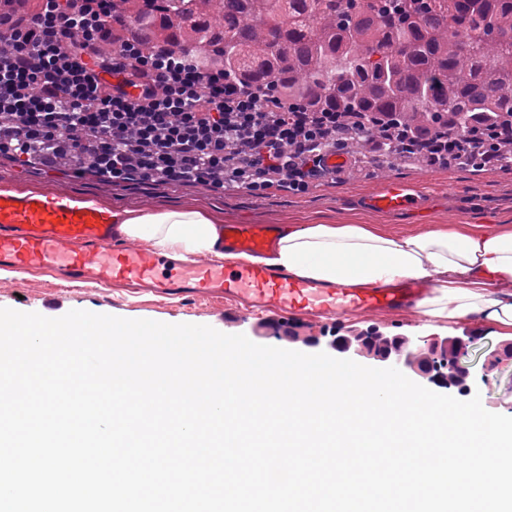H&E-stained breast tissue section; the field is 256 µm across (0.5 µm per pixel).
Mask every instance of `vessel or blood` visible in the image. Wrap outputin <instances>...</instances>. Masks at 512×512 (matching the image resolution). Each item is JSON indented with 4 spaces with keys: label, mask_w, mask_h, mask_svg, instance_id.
Wrapping results in <instances>:
<instances>
[{
    "label": "vessel or blood",
    "mask_w": 512,
    "mask_h": 512,
    "mask_svg": "<svg viewBox=\"0 0 512 512\" xmlns=\"http://www.w3.org/2000/svg\"><path fill=\"white\" fill-rule=\"evenodd\" d=\"M373 212L419 207L411 182L385 180L360 197ZM275 224H227L222 250L261 256L278 239ZM0 269L38 271L96 288H131L161 297H221L247 315L322 323L348 314L411 311L429 293L428 283L396 286L325 285L255 263L219 259L172 260L142 241L120 236L111 208L96 200L38 192H0Z\"/></svg>",
    "instance_id": "obj_1"
}]
</instances>
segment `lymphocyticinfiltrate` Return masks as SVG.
Listing matches in <instances>:
<instances>
[{"label":"lymphocytic infiltrate","instance_id":"f902f5d3","mask_svg":"<svg viewBox=\"0 0 512 512\" xmlns=\"http://www.w3.org/2000/svg\"><path fill=\"white\" fill-rule=\"evenodd\" d=\"M36 2L34 12L0 21V116L10 119L0 124V153L89 152L115 185L193 181L262 198L274 188L303 194L321 185L327 154L349 150L345 113L280 107L223 72L143 54L132 40L102 55L100 45L112 39V0ZM372 122L397 150L432 161L461 157L479 142L484 151L470 164H496L499 143L512 141L506 123L455 128L441 115L419 132L395 114Z\"/></svg>","mask_w":512,"mask_h":512}]
</instances>
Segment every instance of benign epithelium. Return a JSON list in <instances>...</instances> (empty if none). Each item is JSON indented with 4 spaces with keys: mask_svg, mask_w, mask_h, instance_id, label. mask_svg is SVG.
<instances>
[{
    "mask_svg": "<svg viewBox=\"0 0 512 512\" xmlns=\"http://www.w3.org/2000/svg\"><path fill=\"white\" fill-rule=\"evenodd\" d=\"M377 341L382 343L379 351L371 347ZM328 346L339 353L373 359L385 368H400L423 382L446 386L447 378L435 373L433 359L445 356L451 370L459 365V359L450 356V352L464 353L467 342L461 337L387 336L372 327L349 336H339L331 340Z\"/></svg>",
    "mask_w": 512,
    "mask_h": 512,
    "instance_id": "obj_1",
    "label": "benign epithelium"
}]
</instances>
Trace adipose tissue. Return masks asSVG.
<instances>
[{"instance_id":"ef3b65f1","label":"adipose tissue","mask_w":512,"mask_h":512,"mask_svg":"<svg viewBox=\"0 0 512 512\" xmlns=\"http://www.w3.org/2000/svg\"><path fill=\"white\" fill-rule=\"evenodd\" d=\"M121 233L183 260L219 257V224L198 211L119 212ZM269 264L328 284L376 286L428 279L423 313L451 321L474 318L512 331V232L433 228L399 237L372 224L311 222L287 229Z\"/></svg>"}]
</instances>
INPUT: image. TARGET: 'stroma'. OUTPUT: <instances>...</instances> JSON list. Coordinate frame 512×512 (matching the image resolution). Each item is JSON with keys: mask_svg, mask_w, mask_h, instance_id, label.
<instances>
[{"mask_svg": "<svg viewBox=\"0 0 512 512\" xmlns=\"http://www.w3.org/2000/svg\"><path fill=\"white\" fill-rule=\"evenodd\" d=\"M387 179L422 185L423 207L400 214L362 209L357 197L375 190ZM37 191L47 195L95 198L121 211L196 210L216 217L221 224H280L291 226L320 221L327 224H374L398 236H413L439 225L485 224L512 230V171L496 167L406 166L372 171L352 163L304 196L274 191L257 198L244 191H216L209 186H175L163 182H132L115 187L102 179L76 177L70 167L57 164L30 166L0 158V189ZM0 307L37 312L56 318L71 310H86L128 319L164 323L205 324L228 334H244L251 341L308 354L326 351L327 341L375 326L388 335L463 337L462 358L476 379L485 409L512 416V360L487 370L491 355L511 342L495 326L476 319L448 321L419 313L386 312L344 317L330 323L289 321L287 327L262 326L259 317H238L200 299L125 298L102 288L63 283L45 273H9L0 279Z\"/></svg>", "mask_w": 512, "mask_h": 512, "instance_id": "1", "label": "stroma"}]
</instances>
